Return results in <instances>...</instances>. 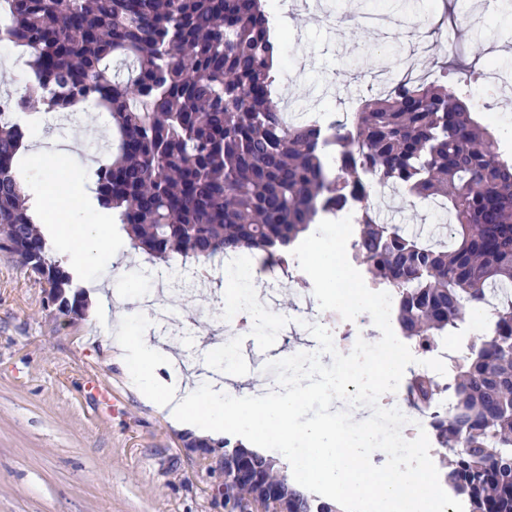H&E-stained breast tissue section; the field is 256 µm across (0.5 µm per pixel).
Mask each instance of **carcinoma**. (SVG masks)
Instances as JSON below:
<instances>
[{"label": "carcinoma", "instance_id": "1", "mask_svg": "<svg viewBox=\"0 0 512 512\" xmlns=\"http://www.w3.org/2000/svg\"><path fill=\"white\" fill-rule=\"evenodd\" d=\"M0 26L27 67L0 107L90 102L110 116L112 152L87 188L149 260L287 270L299 233L353 207L350 258L391 290L402 336L439 347L467 312L489 313L486 336L448 356V377L412 373L409 401L425 412L448 394L432 422L445 484L468 512H512V158L478 121L469 85L399 81L345 123H290L260 0H0ZM25 135L0 119V248L77 315L81 294L27 206ZM373 183L447 202L448 241L380 222ZM224 450L249 455L289 512H343L240 442Z\"/></svg>", "mask_w": 512, "mask_h": 512}]
</instances>
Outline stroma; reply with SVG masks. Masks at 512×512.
<instances>
[{
  "instance_id": "35a3bbf8",
  "label": "stroma",
  "mask_w": 512,
  "mask_h": 512,
  "mask_svg": "<svg viewBox=\"0 0 512 512\" xmlns=\"http://www.w3.org/2000/svg\"><path fill=\"white\" fill-rule=\"evenodd\" d=\"M286 66L277 83L285 107L342 116L351 102L373 97L372 73L397 75L401 57L423 32L431 62L445 56L433 32L437 11L459 17L454 46L464 71L491 64L512 75V0H286ZM492 106L494 132L512 154V89L475 85ZM111 123L94 109L50 117L39 136L44 159L26 164V179L84 182L106 149ZM382 221L414 233L436 235L448 216L415 205L404 192L372 195ZM167 264L135 252L131 277L138 292L160 288L161 321L138 311L137 324L163 348L173 349L171 368L192 360L224 381L249 391L268 362L317 349L311 333L291 335L288 316L302 297L299 281L256 283L255 295L272 294L269 321H253L225 336L210 308L228 295L225 282L194 287L160 285ZM184 428L145 403L91 315L69 317L48 304L42 286L9 253L0 250V512H224L210 489L211 475L196 453L180 445Z\"/></svg>"
}]
</instances>
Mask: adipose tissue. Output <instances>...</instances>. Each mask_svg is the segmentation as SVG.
<instances>
[{"label": "adipose tissue", "instance_id": "1", "mask_svg": "<svg viewBox=\"0 0 512 512\" xmlns=\"http://www.w3.org/2000/svg\"><path fill=\"white\" fill-rule=\"evenodd\" d=\"M27 192L33 208L42 215L61 193L66 196L70 214L90 212L89 223L45 224L41 232L57 257L72 267L85 287L94 289L101 308L115 309L114 342L129 363L139 389L154 393L155 371L170 355L137 332L135 316L126 308L129 247L125 237L114 234L111 212L89 211L88 194L80 186L64 190L48 180L28 186ZM176 383L180 396L172 400V409L198 438L219 440L229 424L245 444L272 442L284 456L294 442L300 441L317 460L309 483L339 490L354 501L374 500L378 512H443L445 508L440 497L425 495L423 479L386 477L360 469L357 451L374 446L373 430L365 428L347 438L336 427L314 425L298 433L289 424L295 405L292 394L257 399L237 394L228 385L204 383L181 374Z\"/></svg>", "mask_w": 512, "mask_h": 512}]
</instances>
